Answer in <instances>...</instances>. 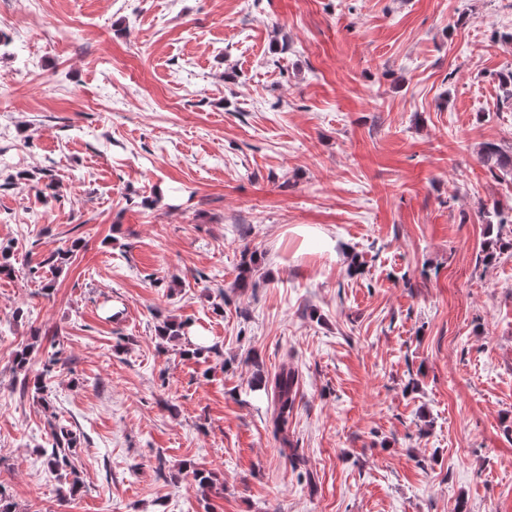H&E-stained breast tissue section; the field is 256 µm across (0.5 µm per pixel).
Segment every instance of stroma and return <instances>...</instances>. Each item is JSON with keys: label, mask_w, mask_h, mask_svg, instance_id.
Listing matches in <instances>:
<instances>
[{"label": "stroma", "mask_w": 512, "mask_h": 512, "mask_svg": "<svg viewBox=\"0 0 512 512\" xmlns=\"http://www.w3.org/2000/svg\"><path fill=\"white\" fill-rule=\"evenodd\" d=\"M510 69L512 0H0V497L512 512V251L482 260L512 172L478 157L512 151ZM27 345L62 353L48 402ZM284 365L283 439L250 385ZM509 153L505 152L501 147L495 144L487 143L479 151L481 163L491 172L496 170H511L512 158L508 161ZM51 448L42 449L43 464L51 474L70 468L71 474H76L73 464L77 436L66 426H55L51 432Z\"/></svg>", "instance_id": "obj_1"}]
</instances>
